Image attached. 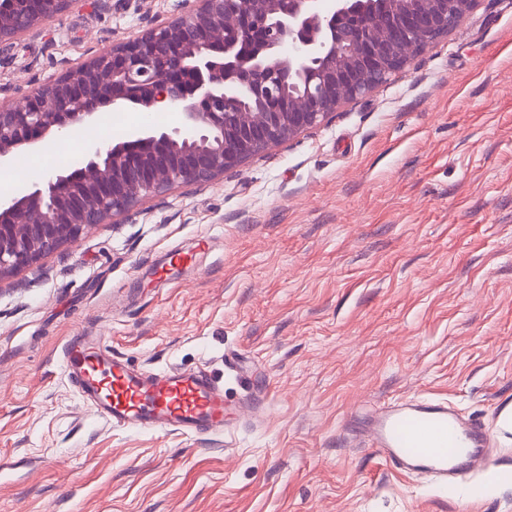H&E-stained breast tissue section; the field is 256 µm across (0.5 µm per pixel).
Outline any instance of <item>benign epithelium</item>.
<instances>
[{"label": "benign epithelium", "instance_id": "7a95c632", "mask_svg": "<svg viewBox=\"0 0 512 512\" xmlns=\"http://www.w3.org/2000/svg\"><path fill=\"white\" fill-rule=\"evenodd\" d=\"M76 0H0V46ZM198 7L102 50L23 102L0 106V168L48 136L99 120L100 108L178 112L181 126L141 128L95 143L85 165L51 172L0 198V278L58 251L144 197L211 181L268 147L320 125L381 87L455 29L477 0H197ZM361 17L357 51H337L339 26ZM308 76L295 98L285 85Z\"/></svg>", "mask_w": 512, "mask_h": 512}]
</instances>
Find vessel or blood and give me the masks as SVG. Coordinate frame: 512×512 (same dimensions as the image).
Masks as SVG:
<instances>
[{
    "mask_svg": "<svg viewBox=\"0 0 512 512\" xmlns=\"http://www.w3.org/2000/svg\"><path fill=\"white\" fill-rule=\"evenodd\" d=\"M61 366L112 425L197 436L223 431L226 424L224 391L204 371H142L83 334L66 339ZM360 419L368 447L386 462L439 481L482 469L495 445L481 421L445 401H395L362 412Z\"/></svg>",
    "mask_w": 512,
    "mask_h": 512,
    "instance_id": "1",
    "label": "vessel or blood"
}]
</instances>
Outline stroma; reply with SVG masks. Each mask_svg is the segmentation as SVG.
Wrapping results in <instances>:
<instances>
[{"mask_svg":"<svg viewBox=\"0 0 512 512\" xmlns=\"http://www.w3.org/2000/svg\"><path fill=\"white\" fill-rule=\"evenodd\" d=\"M195 7L78 0L0 55V105ZM181 121L131 109L74 133ZM84 330L253 405L196 437L112 426L60 366ZM415 398L479 419L499 453L446 484L350 442L358 406ZM510 415L512 0H479L321 125L0 279V512H512Z\"/></svg>","mask_w":512,"mask_h":512,"instance_id":"35a3bbf8","label":"stroma"}]
</instances>
